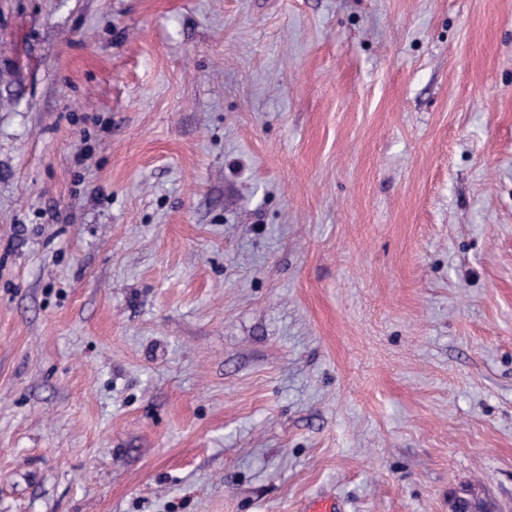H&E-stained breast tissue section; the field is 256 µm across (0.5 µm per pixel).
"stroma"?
<instances>
[{
	"label": "stroma",
	"instance_id": "35a3bbf8",
	"mask_svg": "<svg viewBox=\"0 0 512 512\" xmlns=\"http://www.w3.org/2000/svg\"><path fill=\"white\" fill-rule=\"evenodd\" d=\"M512 512V0H0V512ZM472 487H463L456 491L449 502V512H478L475 504L481 498Z\"/></svg>",
	"mask_w": 512,
	"mask_h": 512
}]
</instances>
